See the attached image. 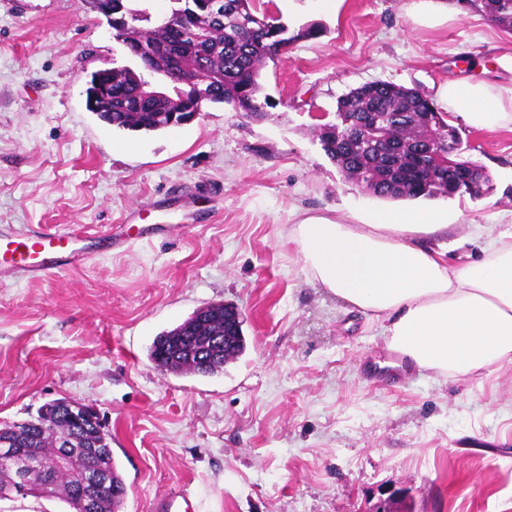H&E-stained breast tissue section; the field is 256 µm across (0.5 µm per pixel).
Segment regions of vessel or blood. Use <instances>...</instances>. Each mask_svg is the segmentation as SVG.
Segmentation results:
<instances>
[{"label": "vessel or blood", "instance_id": "vessel-or-blood-1", "mask_svg": "<svg viewBox=\"0 0 512 512\" xmlns=\"http://www.w3.org/2000/svg\"><path fill=\"white\" fill-rule=\"evenodd\" d=\"M75 236L66 233L21 234L0 239V262L33 278L50 275L77 255Z\"/></svg>", "mask_w": 512, "mask_h": 512}]
</instances>
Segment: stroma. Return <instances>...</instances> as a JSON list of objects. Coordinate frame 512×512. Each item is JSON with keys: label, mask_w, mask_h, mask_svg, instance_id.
Wrapping results in <instances>:
<instances>
[{"label": "stroma", "mask_w": 512, "mask_h": 512, "mask_svg": "<svg viewBox=\"0 0 512 512\" xmlns=\"http://www.w3.org/2000/svg\"><path fill=\"white\" fill-rule=\"evenodd\" d=\"M407 0H270L289 31L266 63L262 116L204 105L155 132L90 112V72L122 58L83 0H0V236L79 230L84 265L38 280L0 268V423L46 402L94 404L127 484L121 512H512V366L451 376L409 364L381 321L310 281L300 212L348 222L382 199L347 180L319 133L370 81L512 84V32L461 9L415 25ZM490 190L437 199L458 221L426 244L458 267L512 220V130L456 115ZM235 305L245 351L211 376L161 370L150 347L208 304Z\"/></svg>", "instance_id": "35a3bbf8"}]
</instances>
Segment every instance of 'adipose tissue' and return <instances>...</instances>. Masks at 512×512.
Returning <instances> with one entry per match:
<instances>
[{
	"label": "adipose tissue",
	"mask_w": 512,
	"mask_h": 512,
	"mask_svg": "<svg viewBox=\"0 0 512 512\" xmlns=\"http://www.w3.org/2000/svg\"><path fill=\"white\" fill-rule=\"evenodd\" d=\"M437 104L487 131L512 125V86L442 83ZM434 207L378 208L347 224L300 213L290 235L313 281L384 320L389 347L421 369L468 375L512 365V230L451 268L423 236L448 227Z\"/></svg>",
	"instance_id": "adipose-tissue-1"
}]
</instances>
